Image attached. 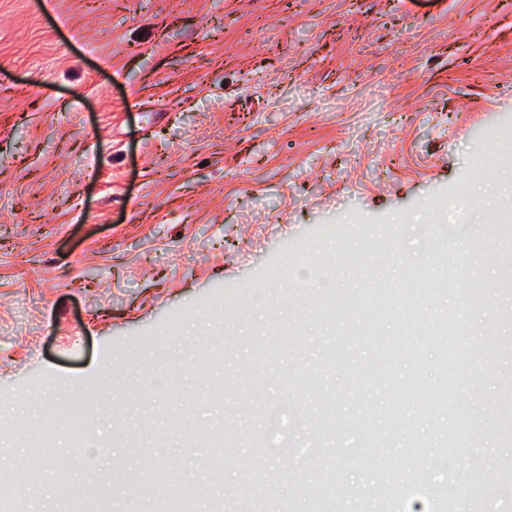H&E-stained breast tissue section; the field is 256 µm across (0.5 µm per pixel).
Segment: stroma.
I'll return each mask as SVG.
<instances>
[{"label": "stroma", "instance_id": "35a3bbf8", "mask_svg": "<svg viewBox=\"0 0 512 512\" xmlns=\"http://www.w3.org/2000/svg\"><path fill=\"white\" fill-rule=\"evenodd\" d=\"M509 128L512 0H0V475L45 451L24 512H160L162 469L199 512L243 484L247 512H512V288L480 252L445 281L427 238L463 184L471 229L512 210V169H476ZM376 230L325 288L323 253ZM415 269L447 289L411 300ZM440 320L444 406L397 391L437 382L441 351L402 347ZM219 424L215 475L188 439Z\"/></svg>", "mask_w": 512, "mask_h": 512}]
</instances>
